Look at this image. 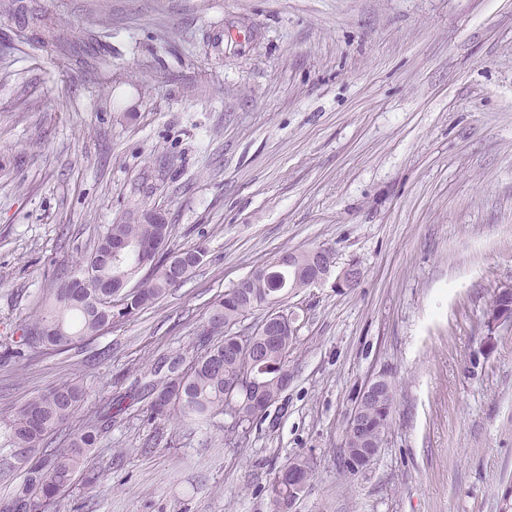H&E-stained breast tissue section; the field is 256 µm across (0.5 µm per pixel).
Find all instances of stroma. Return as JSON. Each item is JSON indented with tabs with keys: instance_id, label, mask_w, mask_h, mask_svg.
Listing matches in <instances>:
<instances>
[{
	"instance_id": "1",
	"label": "stroma",
	"mask_w": 512,
	"mask_h": 512,
	"mask_svg": "<svg viewBox=\"0 0 512 512\" xmlns=\"http://www.w3.org/2000/svg\"><path fill=\"white\" fill-rule=\"evenodd\" d=\"M60 18L64 56L16 50L0 13V354L57 277L125 215L202 264L86 346L0 361V499L28 464L3 432L64 381L67 422L201 354L212 304L282 251L330 250L355 287L289 291L292 379L238 444L145 403L113 416L50 512H268L312 459L295 512H500L512 488V329L484 313L512 280V0H23ZM103 32L101 43L88 31ZM112 68L99 70L100 48ZM396 398L374 463L340 466L361 387ZM295 467L303 476L307 477L308 480L311 479L313 470L307 458L297 457L294 461H288V466L282 470V476L285 477L288 475V480L286 478L281 479L279 474H276L273 482L271 483V491L269 495V506L271 512H288L286 509L289 506V510L292 508L293 504L299 498L300 493L306 487L307 481L305 479H299ZM288 481L294 482L298 489V495L292 500V502H288V500L290 501L295 497L294 486L292 483H288Z\"/></svg>"
}]
</instances>
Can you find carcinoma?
<instances>
[{"label":"carcinoma","mask_w":512,"mask_h":512,"mask_svg":"<svg viewBox=\"0 0 512 512\" xmlns=\"http://www.w3.org/2000/svg\"><path fill=\"white\" fill-rule=\"evenodd\" d=\"M148 247L155 255V262L143 271L136 258L131 257L120 268L105 262L112 251V232ZM171 228L168 224H142L128 222L111 224L103 231L96 249L81 275L93 274V281L112 284L116 275L134 282L137 287L120 298L114 297L110 288H92L88 296L68 303L62 299L59 289H54L48 300L28 315L21 330L42 332L40 336H21L29 346H42L55 351H69L101 331L112 326L114 317L133 315L163 297L172 282V264L182 255L204 254L201 247L187 249L170 248ZM265 273L249 283L239 282L219 300L209 313L200 337L206 342L204 354L188 359L177 351L174 358L189 364L181 377H172L163 368L168 359L164 355L153 362L148 381L143 390L151 396L147 405L149 417H168L180 414L202 428L219 415H228L232 426L227 441L235 443L245 436L247 429L258 418L251 401L256 391L266 399L278 400L284 392L278 376L288 369V358L294 349L296 337L282 336L277 330L262 329L257 325L250 332L259 356L246 347L233 344V328L248 314L263 306V297L278 300L288 294V288L307 285L314 269L288 267V253L277 255L264 267ZM249 370L257 381L250 387L237 389L233 402L227 401L229 385L244 371ZM87 398L86 390L72 381H64L51 391L34 396L17 409L14 418L5 428V437L12 446L31 451L39 447L66 423ZM394 401L393 388L384 380L381 397L364 409L362 427L347 422L344 438L349 445L360 449L381 448L390 428L392 412L382 408ZM112 422V406L90 415L79 432L69 439L63 448L55 451L48 463H35L27 471L23 482L13 495L0 502V512H34L45 504L55 503L82 471L91 448L100 433ZM294 498V486L288 480L275 476L269 495L270 512H286L288 500Z\"/></svg>","instance_id":"1"}]
</instances>
